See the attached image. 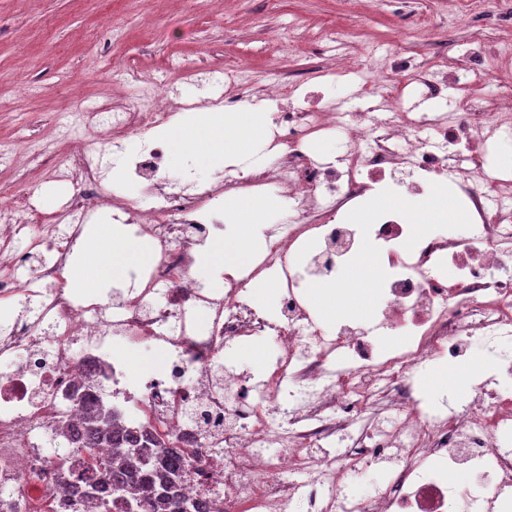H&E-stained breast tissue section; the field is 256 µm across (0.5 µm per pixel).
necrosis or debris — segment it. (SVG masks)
I'll return each instance as SVG.
<instances>
[{"mask_svg":"<svg viewBox=\"0 0 512 512\" xmlns=\"http://www.w3.org/2000/svg\"><path fill=\"white\" fill-rule=\"evenodd\" d=\"M467 48L457 69L390 52L369 67L323 70L326 84L356 82L358 111L329 100L295 106L292 83L273 85L277 101L273 167L244 161L217 182L188 176L169 191L160 141L152 129L174 112L146 102L88 112L100 131L81 149L70 175L81 185L63 209L47 213L29 199L0 195V299L24 297L16 319L0 323V512H117L118 496L63 493L45 469L48 439L78 425L94 404L148 433L149 448L199 453L202 464L178 489L207 512H500L512 501V173L491 159L512 140L511 112H477L493 55ZM512 59V49L495 53ZM195 83L232 86L226 109L258 103L244 70L198 71ZM458 95L445 112H416L445 90ZM135 153L124 151L132 133ZM335 137L326 161L314 137ZM121 160L126 184L112 183L105 156ZM454 182L470 222L461 232L417 233L399 206L372 224H348L343 212L384 182L403 199ZM273 185L294 215L266 233L249 264L225 272L224 293L193 276L224 232L225 192ZM108 209L116 223L149 238L154 261L133 271L111 302H90L66 287L65 272L90 216ZM318 249L305 253L306 236ZM368 252L382 297L370 325L323 323L305 277H338L350 253ZM283 285L272 318L253 309L249 284ZM206 310V326L197 323ZM268 335L277 348L257 378L225 364L236 340ZM149 343L167 358L164 374L134 371L114 345ZM481 348L489 372L461 387L462 408L428 409L415 373L437 360H465ZM465 468L471 482L451 487L439 461ZM368 493L356 494L357 485Z\"/></svg>","mask_w":512,"mask_h":512,"instance_id":"4bbe7bcc","label":"necrosis or debris"}]
</instances>
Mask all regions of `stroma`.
Segmentation results:
<instances>
[{"label":"stroma","mask_w":512,"mask_h":512,"mask_svg":"<svg viewBox=\"0 0 512 512\" xmlns=\"http://www.w3.org/2000/svg\"><path fill=\"white\" fill-rule=\"evenodd\" d=\"M512 44L499 0H0V147L28 152L52 142L58 160L89 139H61L65 113L139 104L150 86L174 84L180 100L206 98L186 69L245 68L251 85L300 83L310 100L333 97L319 77L331 57L377 60L385 45L429 63L452 61L473 40ZM35 190L42 210L62 207L76 181L51 179L40 158L0 165V188ZM267 336L224 360L261 374Z\"/></svg>","instance_id":"1"}]
</instances>
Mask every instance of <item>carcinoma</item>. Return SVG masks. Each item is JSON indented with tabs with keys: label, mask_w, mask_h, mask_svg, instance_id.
Here are the masks:
<instances>
[{
	"label": "carcinoma",
	"mask_w": 512,
	"mask_h": 512,
	"mask_svg": "<svg viewBox=\"0 0 512 512\" xmlns=\"http://www.w3.org/2000/svg\"><path fill=\"white\" fill-rule=\"evenodd\" d=\"M84 426L76 439L85 448L89 462L78 473L77 481L91 494L98 491L100 482L111 484L112 490L124 492L136 503L137 512H189V505L176 494L178 482L187 474L191 464L174 451L159 449L143 455L140 463H131L125 455H99L95 450L118 438L135 444L138 432L112 433V415L90 406L84 411Z\"/></svg>",
	"instance_id": "1"
}]
</instances>
